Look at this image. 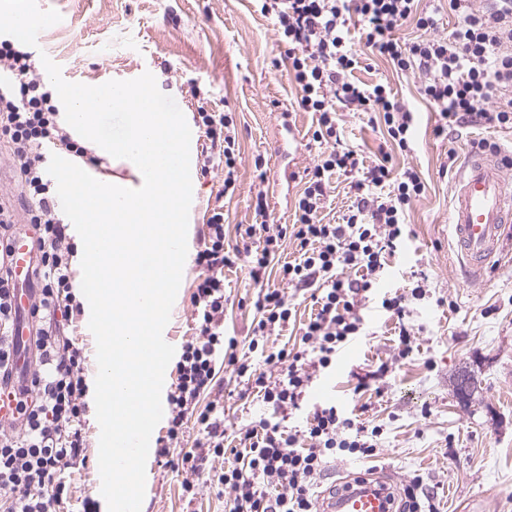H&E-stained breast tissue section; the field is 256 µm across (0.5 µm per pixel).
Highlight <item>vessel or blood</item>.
<instances>
[{
  "label": "vessel or blood",
  "instance_id": "1",
  "mask_svg": "<svg viewBox=\"0 0 512 512\" xmlns=\"http://www.w3.org/2000/svg\"><path fill=\"white\" fill-rule=\"evenodd\" d=\"M57 23V15L46 11L41 0H26L24 9L7 22L9 29L31 28L33 22ZM512 221V180L502 161L474 154L458 173L450 202L449 223L465 276L477 279L503 251V229ZM12 270L28 276L34 255L28 240H16ZM322 512H391L384 488L361 483L325 499Z\"/></svg>",
  "mask_w": 512,
  "mask_h": 512
}]
</instances>
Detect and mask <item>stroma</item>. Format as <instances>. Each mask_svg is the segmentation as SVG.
<instances>
[{
	"label": "stroma",
	"mask_w": 512,
	"mask_h": 512,
	"mask_svg": "<svg viewBox=\"0 0 512 512\" xmlns=\"http://www.w3.org/2000/svg\"><path fill=\"white\" fill-rule=\"evenodd\" d=\"M43 2L60 20L36 28L21 46L35 56L46 53L69 82L100 85L152 73L159 90L194 118L192 157L208 144L196 119L199 109L231 114L240 143L237 190L222 197L223 173L193 167L188 226L193 245H200L216 206L224 208L226 242H234L237 225L255 223L259 159L265 162L275 223H293L303 172L318 154L308 145L315 116L297 110V89L274 22L256 11L252 0ZM354 77L366 84L387 82L396 99L416 114L411 149L393 151L392 163L418 171L426 191L411 207L409 237L390 286L408 292L421 281L425 292L409 305L406 324L413 336L407 358L397 356L394 320L372 309L366 336L340 352L335 369L310 388L309 402H336L361 422L384 428L378 461H332L320 485L326 489L349 476L374 472L396 489L418 473L434 493L439 512H512V227L505 230L501 263L481 282H468L448 227L456 172L441 168L448 148H456L459 161H466L471 141L486 132L463 127L436 136L438 117L421 97L418 80L396 73L382 60H370ZM340 115L344 143L372 162L382 130L373 128L369 113L344 109ZM197 276L193 264H185L166 326L176 347L194 334L190 298ZM254 293L245 267L225 270L226 335L240 340L250 335ZM383 362L389 371L381 394L369 399L354 394L357 376ZM465 371L480 381L466 400L455 385ZM219 378L226 431L270 416L261 401L240 398L242 384L232 371L221 370ZM84 428L89 463L72 474L73 495L61 512H83L88 501L94 502L95 512H107L96 486L100 427L89 418ZM181 482V475L149 453L141 512H224V500L215 491L190 501Z\"/></svg>",
	"instance_id": "35a3bbf8"
}]
</instances>
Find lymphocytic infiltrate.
<instances>
[{"mask_svg": "<svg viewBox=\"0 0 512 512\" xmlns=\"http://www.w3.org/2000/svg\"><path fill=\"white\" fill-rule=\"evenodd\" d=\"M262 15L277 21V41L286 48L288 71L297 84L301 110L316 115L313 142L323 152L305 171L304 189L295 205V221L272 224L265 191H257L261 221L238 228L241 246L224 244V210L214 208L193 263L200 274L191 297L194 336L182 343L175 364L176 382L167 395L166 434L157 438V454L183 477L186 495L217 489L224 512H320L319 480L335 459L376 458L382 426H367L327 402L313 407L300 430L261 419L233 436L224 430V397L214 388L221 368L244 378L253 395L274 412L300 409L305 393L336 364L337 353L365 333L364 311L373 298L400 320L399 357H407L410 331L403 324L408 297L385 291L392 262L404 244V228L413 202L426 186L413 168L393 172L391 156L374 165L343 147L336 107L375 112L387 137L400 150L410 147L416 118L381 83L361 84L352 73L361 62L353 51L347 23L360 18L370 56L395 71L420 78L422 96L439 112L445 126L475 124L488 137L474 150H500L493 132H512V0H497L490 11H477L473 0H448L457 26L437 35V21L421 0H257ZM413 25L415 39L399 37ZM0 141L31 202V244L39 255L33 273L38 287L29 313L36 329L29 347V374L16 368L20 309L12 285L13 219L0 207V512H59L72 497L69 470L85 468L88 378L84 349L67 329L83 312L74 285L75 244L55 207L57 188L47 167L55 150L99 164L73 137L61 118L58 96L48 86L30 52L0 36ZM209 145L201 154L203 172L224 170V188L236 187L237 137L226 114L200 110ZM350 177L354 201L342 223H323L320 214L330 178ZM293 239L297 259L280 263L282 285L263 287L272 262H279L286 239ZM246 261L260 289L253 303L256 322L245 354L236 338L224 334V271ZM306 290L312 312L292 348L271 346L269 338L288 326L294 306L286 288ZM201 431L194 448L185 450L189 422ZM220 461L216 478H204L209 462Z\"/></svg>", "mask_w": 512, "mask_h": 512, "instance_id": "obj_1", "label": "lymphocytic infiltrate"}]
</instances>
